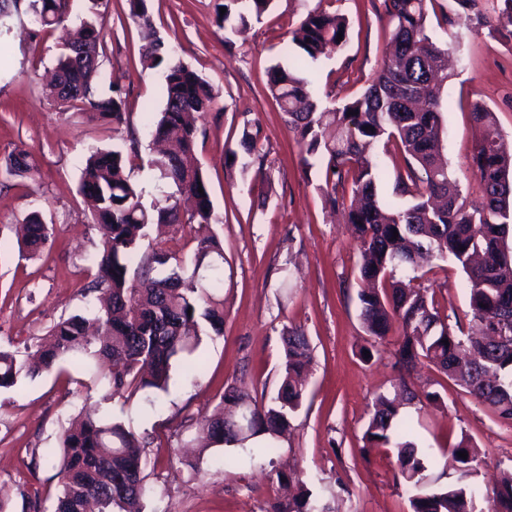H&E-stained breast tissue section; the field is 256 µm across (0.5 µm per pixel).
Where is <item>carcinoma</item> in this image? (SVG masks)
I'll list each match as a JSON object with an SVG mask.
<instances>
[{"label": "carcinoma", "mask_w": 512, "mask_h": 512, "mask_svg": "<svg viewBox=\"0 0 512 512\" xmlns=\"http://www.w3.org/2000/svg\"><path fill=\"white\" fill-rule=\"evenodd\" d=\"M148 0H129V15L151 37L142 56L145 69L162 79L164 106L151 125L153 139L165 149L152 160L158 180L171 189L164 203L146 206L142 190L132 178L130 155H138L139 138L124 112L120 95L102 93L96 83L104 35L101 0H91L87 16L69 32L56 60L61 74L76 93L64 100L50 85L48 92L62 105L87 106L88 120L112 125L123 149L93 150L86 159L80 193L88 201L99 233L94 260L84 291L104 296L87 317H61L47 332L48 339L23 348H0V388L49 372L69 360L105 371L112 393L129 389L152 394L167 389L172 363L193 353L201 342L202 326L219 335L224 325V253L211 225L215 214L203 171L189 164L200 131L199 121L216 100L213 87L196 71L177 60L156 35ZM241 0H224L222 23L233 19L246 25L260 20L274 0H246L247 11L232 12ZM456 15L472 25L495 14L502 23L497 36L512 41V0H453ZM435 0H383L389 16V52L365 90L334 108L311 97L309 81L300 75L302 63L291 68L275 65L267 83L270 97L286 116L296 135L301 161L320 156L326 161L320 190L333 209H342L344 222L360 245L358 289L360 318L369 336L385 338L399 326L396 365L410 371L420 359L487 406L498 418L512 420V346L488 343L491 336H512V320L501 309L512 308V152L506 150L496 113L477 101L472 121L481 137L469 167L481 202L467 204L460 182L439 155L442 92L448 81V50L429 35L427 18ZM31 24L36 31L67 25L69 0H30ZM345 16L316 8L307 12L291 41L302 59L317 60L339 50L348 36ZM342 40H337L338 34ZM355 114H348V111ZM396 140L405 155V173L394 191L412 198L399 210L379 198L376 163L372 154L383 140ZM261 130L245 124L239 146L255 156ZM35 169L30 154L16 149L5 162L10 176ZM204 193H199L198 189ZM161 224H197L191 255L178 257L161 245L138 253L148 229ZM24 247L30 257L48 244L52 228L33 214L24 225ZM398 237H393V232ZM451 256L468 277V327L460 319L440 317L428 288L415 289L397 272L416 270L421 259ZM137 261L135 269L130 263ZM448 343H443V340ZM281 383L268 404H258L238 386L224 391L220 408L198 431L201 447L233 443L246 448L261 433L277 437L288 430L301 406L311 361L304 331L283 336ZM399 414L396 400L378 397L363 435L365 449L392 448L412 512H476L479 486L476 449L466 436L451 447L458 463L456 476L446 485L427 483L428 453L417 442L395 436ZM57 475L61 490L52 512H142L147 493L144 438L120 423L89 414L78 416L64 430ZM467 452V459L459 453ZM488 512H512V470L501 473ZM271 512H326L307 488Z\"/></svg>", "instance_id": "carcinoma-1"}]
</instances>
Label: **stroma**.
I'll use <instances>...</instances> for the list:
<instances>
[{
    "instance_id": "35a3bbf8",
    "label": "stroma",
    "mask_w": 512,
    "mask_h": 512,
    "mask_svg": "<svg viewBox=\"0 0 512 512\" xmlns=\"http://www.w3.org/2000/svg\"><path fill=\"white\" fill-rule=\"evenodd\" d=\"M223 0H149L159 35L176 56L214 88V107L200 121L196 157L206 176L220 222L213 230L224 248V330L203 336L191 362H174L167 393L149 405L145 393L109 395L88 369L61 367L0 389V497L6 512H51L60 490V438L79 412L100 410L107 419L145 437L143 512H269L287 489L277 471L300 474L331 512H411L392 451H364L363 433L378 396H393L402 378L394 365L398 333L371 341L359 316V245L320 187L324 170L304 168L282 111L264 94L267 70L299 56L290 33L309 10L323 7L349 22L341 50L307 61L303 74L314 98L354 97L378 69L390 19L381 0H276L261 21L235 30L223 25ZM105 38L99 49L98 87H119L125 109L142 141L133 178L145 203L163 197L149 165L146 125L164 97L156 72L143 69L141 28L128 0H105ZM449 0H437L430 31L451 54L444 88L442 154L468 201L478 202L468 169L479 133L470 109L483 101L512 143V42L489 27L466 22L448 26ZM62 31L38 32L26 12L0 36V346H20L44 336L60 316L86 314L95 297L83 286L99 235L79 192L83 158L90 149L111 148L112 129L87 122L80 110L58 105L46 93L45 73L59 52ZM258 123L261 162L242 167L238 150L243 125ZM36 162L24 178L4 174L15 149ZM378 188L390 208L410 199L394 193L405 162L395 145L374 150ZM52 228V240L28 257L18 231L31 213ZM423 285L433 286L441 316L468 312L466 274L451 260H433ZM302 328L312 349L301 408L273 460L243 459L223 467L224 448L197 452L191 446L198 422L215 412L226 387H244L269 403L279 386L282 336ZM371 346V356L362 347ZM408 379L418 391L439 393L432 405L404 406V426L433 463L429 479L447 483L453 465L447 448L468 437L479 451L478 481L484 493L478 512L501 471L512 468V423L455 386L434 367L417 365Z\"/></svg>"
}]
</instances>
